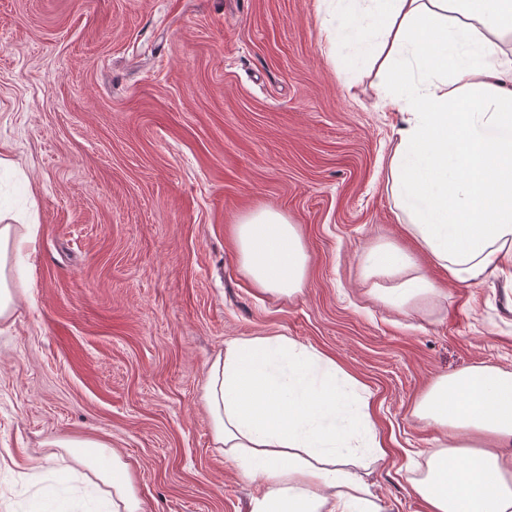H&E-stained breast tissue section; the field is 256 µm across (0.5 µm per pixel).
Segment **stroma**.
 Instances as JSON below:
<instances>
[{
    "instance_id": "35a3bbf8",
    "label": "stroma",
    "mask_w": 512,
    "mask_h": 512,
    "mask_svg": "<svg viewBox=\"0 0 512 512\" xmlns=\"http://www.w3.org/2000/svg\"><path fill=\"white\" fill-rule=\"evenodd\" d=\"M335 19L336 0H0V204L24 240L0 327V512H33L66 473L45 446L60 437L117 448L144 512H248L257 485L215 447L203 386L227 342L275 333L367 387L390 450L370 489L423 512L408 470L435 432L412 409L437 377L512 371V281L451 280L399 223L393 87L332 47ZM261 209L308 256L294 296L241 269L235 227ZM380 242L427 267L432 306L368 295L359 259Z\"/></svg>"
}]
</instances>
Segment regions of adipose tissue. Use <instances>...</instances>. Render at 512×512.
I'll use <instances>...</instances> for the list:
<instances>
[{
	"label": "adipose tissue",
	"mask_w": 512,
	"mask_h": 512,
	"mask_svg": "<svg viewBox=\"0 0 512 512\" xmlns=\"http://www.w3.org/2000/svg\"><path fill=\"white\" fill-rule=\"evenodd\" d=\"M337 0L329 42L356 43L393 72L401 116L387 187L431 264L473 282L512 260V0ZM0 207V322L20 254ZM241 268L262 291H300L307 255L293 224L263 209L236 226ZM374 298L398 309L438 289L410 253L383 242L359 262ZM204 401L214 441L256 482L250 512H384L363 474L388 455L370 393L335 360L272 334L226 344ZM440 443L409 477L424 512H512V372L476 366L436 379L413 409ZM81 473L86 512H142L127 463L99 440L61 439Z\"/></svg>",
	"instance_id": "adipose-tissue-1"
}]
</instances>
